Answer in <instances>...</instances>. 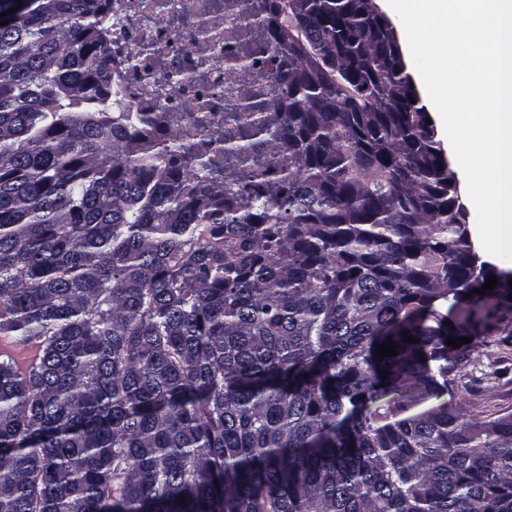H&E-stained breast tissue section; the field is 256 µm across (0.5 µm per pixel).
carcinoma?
<instances>
[{"label":"carcinoma","mask_w":512,"mask_h":512,"mask_svg":"<svg viewBox=\"0 0 512 512\" xmlns=\"http://www.w3.org/2000/svg\"><path fill=\"white\" fill-rule=\"evenodd\" d=\"M14 7L0 512H512V415L365 414L452 393L469 345L450 338L512 342V274L473 249L390 20L370 0H262L291 170L231 192L210 148L125 105L111 0ZM449 394H425L415 392H392L368 404L367 415L381 427L449 401Z\"/></svg>","instance_id":"cac0c4a2"}]
</instances>
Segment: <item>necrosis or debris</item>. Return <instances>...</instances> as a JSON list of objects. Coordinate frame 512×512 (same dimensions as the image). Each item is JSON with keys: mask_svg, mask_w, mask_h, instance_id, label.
<instances>
[{"mask_svg": "<svg viewBox=\"0 0 512 512\" xmlns=\"http://www.w3.org/2000/svg\"><path fill=\"white\" fill-rule=\"evenodd\" d=\"M259 0H112V69L138 112H161L191 147L206 129L252 143L243 154H219L214 174L237 189L258 174L288 173V152L273 132H258L244 106H271L275 68L259 55Z\"/></svg>", "mask_w": 512, "mask_h": 512, "instance_id": "necrosis-or-debris-1", "label": "necrosis or debris"}]
</instances>
